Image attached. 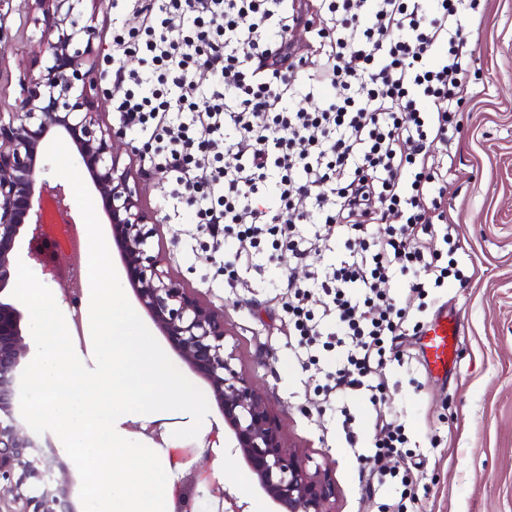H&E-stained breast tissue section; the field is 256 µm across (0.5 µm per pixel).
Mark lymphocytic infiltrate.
I'll list each match as a JSON object with an SVG mask.
<instances>
[{"mask_svg":"<svg viewBox=\"0 0 512 512\" xmlns=\"http://www.w3.org/2000/svg\"><path fill=\"white\" fill-rule=\"evenodd\" d=\"M481 0H112L126 128L176 175L225 266L288 247L297 260L342 242L335 263L287 281L298 344L340 348L323 403L383 401L371 375L399 347L423 297L462 280V248L433 144L460 134ZM308 29L311 55L292 50ZM322 104L308 111L296 102ZM326 233L302 229L309 219ZM385 225L376 234L372 225ZM410 276L402 294L394 281Z\"/></svg>","mask_w":512,"mask_h":512,"instance_id":"f902f5d3","label":"lymphocytic infiltrate"}]
</instances>
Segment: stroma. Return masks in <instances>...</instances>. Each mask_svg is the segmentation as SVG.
I'll list each match as a JSON object with an SVG mask.
<instances>
[{
	"instance_id": "stroma-1",
	"label": "stroma",
	"mask_w": 512,
	"mask_h": 512,
	"mask_svg": "<svg viewBox=\"0 0 512 512\" xmlns=\"http://www.w3.org/2000/svg\"><path fill=\"white\" fill-rule=\"evenodd\" d=\"M483 17L470 28L476 62L470 76L471 101L464 107L461 135L446 155L448 181L443 202L464 241L457 259L465 281L450 282L442 301L431 302L428 318L441 308L459 315L462 336L460 363L447 377L432 376L421 353V338L403 337L393 360L374 376L381 382L388 419L402 423L411 439L408 455L387 460L398 478L377 490L368 488L370 455L375 452L374 414L368 403L349 400L350 426L357 447H348L333 413L322 410L324 375L336 363L335 353L318 352L316 363L290 336L283 309L284 282L306 281L310 272L333 263L329 251L305 261L288 258L263 262L251 271L227 273L196 231L193 210L183 223L155 225L151 252L161 259L165 282L184 288L224 318V350L232 367L262 394L279 417L286 447L296 450L309 472L327 475L336 494L328 512H377L379 504L415 497L421 512H512V0H483ZM81 24L93 26L94 44L103 61L100 96L95 103L101 127L114 125L112 99L117 95L111 71L125 61L112 44L109 0H84ZM0 107L10 108L20 96L24 68L39 60L41 29L32 17L14 10L0 17ZM134 172L143 176L141 205L163 210L175 184L168 172L149 168L145 156L135 157ZM185 412L126 414L116 422L123 437L156 448L147 429L162 430L160 460L169 451L200 448L213 428L223 426L217 404H210L199 437H175L192 424ZM238 473L225 479L226 469ZM215 478L227 491L248 502L275 505L257 478L226 441L224 458L213 462Z\"/></svg>"
}]
</instances>
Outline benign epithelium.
<instances>
[{"mask_svg": "<svg viewBox=\"0 0 512 512\" xmlns=\"http://www.w3.org/2000/svg\"><path fill=\"white\" fill-rule=\"evenodd\" d=\"M85 0H19L18 8L42 26L45 64L23 71L20 97L0 111V497L7 512H80L73 479L54 452L15 414L16 381L29 353L22 313L9 293L15 247L43 262L47 228L68 217L66 192L41 173L42 145L62 135L81 157L99 192L137 300L183 361L207 381L233 431L236 445L277 512H327L334 497L327 477L308 472L305 460L287 448L282 426L265 399L224 355V319L192 295L164 281L150 254L151 224L158 213L141 206L139 179L118 148L124 133L95 130L93 119L98 50L95 31L79 23ZM204 484L218 498L216 512H247L248 503L218 484L210 467L191 468L174 482L176 512H192Z\"/></svg>", "mask_w": 512, "mask_h": 512, "instance_id": "obj_1", "label": "benign epithelium"}]
</instances>
